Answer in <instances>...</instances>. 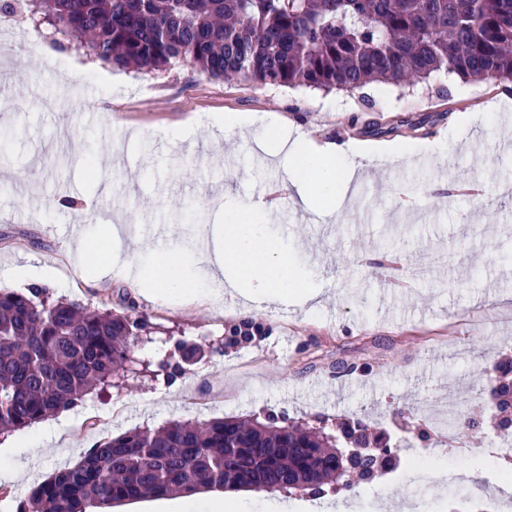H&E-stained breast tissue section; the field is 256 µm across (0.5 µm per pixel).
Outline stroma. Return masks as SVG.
Segmentation results:
<instances>
[{
    "label": "stroma",
    "mask_w": 512,
    "mask_h": 512,
    "mask_svg": "<svg viewBox=\"0 0 512 512\" xmlns=\"http://www.w3.org/2000/svg\"><path fill=\"white\" fill-rule=\"evenodd\" d=\"M0 37L14 50L15 88L0 107V288L26 292L10 272L37 260L61 274L51 299L117 314L135 310L147 328L134 345L136 374L93 390L33 424L22 441L0 434L25 482L0 480V512H17L33 484L74 460L76 448L172 420H247L265 412L291 420L368 417L399 445V462L354 493L333 495L352 512L427 500L431 512H503L508 464L491 454L496 427L483 369L512 355V95L436 74L413 86L374 82L354 93L214 80L186 63L165 71L127 69L116 85L111 65L76 45L27 52L28 18L8 17ZM476 112V120L462 121ZM291 120L317 143L359 144L367 158L347 191L312 195L294 207L292 164L276 126L222 130L224 113ZM100 164L89 170L87 158ZM276 186L272 229L295 243V263L322 292L320 303L243 305L225 292L216 305L141 298L136 286L108 279L89 286V250L71 248L70 212L56 200H89L81 240L112 236V251L151 264L160 239L194 243L232 204L249 207ZM251 317L271 331L225 348L228 328ZM204 356L174 381L157 376L176 341ZM354 372L337 374L338 363ZM460 409L475 421L456 432L468 454L448 452L427 420L405 428L391 409ZM241 512H311L312 494L242 490Z\"/></svg>",
    "instance_id": "1"
}]
</instances>
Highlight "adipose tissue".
<instances>
[{"mask_svg":"<svg viewBox=\"0 0 512 512\" xmlns=\"http://www.w3.org/2000/svg\"><path fill=\"white\" fill-rule=\"evenodd\" d=\"M288 152L295 161L291 183L303 205L313 191L335 196L339 183L350 182L359 169L352 148L333 141L319 144L302 133L292 140ZM272 215V210L260 203L225 213L220 227L224 248L207 259L200 274L184 263L180 246L158 250L149 270L154 295L174 291L195 297L203 292L217 300L228 287L243 290L248 299L315 300L311 283L293 260V247L271 233L268 223Z\"/></svg>","mask_w":512,"mask_h":512,"instance_id":"ef3b65f1","label":"adipose tissue"}]
</instances>
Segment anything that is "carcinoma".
Listing matches in <instances>:
<instances>
[{
  "label": "carcinoma",
  "mask_w": 512,
  "mask_h": 512,
  "mask_svg": "<svg viewBox=\"0 0 512 512\" xmlns=\"http://www.w3.org/2000/svg\"><path fill=\"white\" fill-rule=\"evenodd\" d=\"M35 13L114 68L151 72L188 62L213 79L349 93L442 71L512 82V0H38ZM145 327L139 315L55 302L43 288L0 289V431L28 427L111 386ZM268 330L246 320L224 348ZM186 351L176 342L159 372L171 381L181 376ZM485 372L498 387V427L507 431L512 359ZM345 443L358 448L351 458L357 480L379 477L394 451L386 440L371 446L367 422L353 413L334 429L273 416L135 429L98 440L78 463L34 486L19 512H96L212 489L349 492L356 480L336 487Z\"/></svg>",
  "instance_id": "1"
}]
</instances>
